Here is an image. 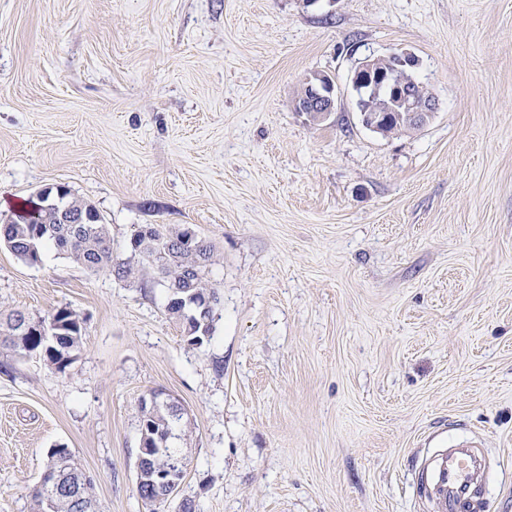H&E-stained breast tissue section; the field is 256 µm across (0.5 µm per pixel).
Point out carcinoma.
<instances>
[{
  "instance_id": "1",
  "label": "carcinoma",
  "mask_w": 512,
  "mask_h": 512,
  "mask_svg": "<svg viewBox=\"0 0 512 512\" xmlns=\"http://www.w3.org/2000/svg\"><path fill=\"white\" fill-rule=\"evenodd\" d=\"M379 66L391 71L390 81L394 86L406 85L417 79L414 68H394L387 59L381 60ZM390 105L385 94L366 95L356 103L357 112L367 116L385 112ZM66 214L81 217L83 223H61L59 216ZM174 236L186 238L188 242L177 245L172 242ZM0 243L29 264L39 263L42 248L51 244L58 252L90 270L108 268L120 279L135 274V269L128 264H112L108 230L96 208L62 188L56 190L54 197L49 190L38 193L30 209L14 213L1 224ZM132 249L140 257L143 269L155 268L165 283L179 287L177 297L207 303L204 322L199 325L190 318L195 312L194 305H166L170 319L181 328L188 344L202 345L211 336L216 308L220 303L218 289L208 278L211 246L190 228L173 233L154 227L149 232L138 231L133 238ZM81 344L82 321L76 312L66 307L37 322L17 312L11 318L7 331H0L1 346L8 347L18 357L38 351L60 372L71 363L73 353L80 349ZM178 411L180 407L177 405L161 407L142 414L140 420V447L148 449L144 456L151 458L157 470L162 472L168 471L178 461V456L167 444L160 454L154 448L160 440L167 441L172 437L179 421ZM31 512H76V508L66 494L55 500L54 507H48L36 487L32 493Z\"/></svg>"
}]
</instances>
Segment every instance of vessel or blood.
Instances as JSON below:
<instances>
[{
  "mask_svg": "<svg viewBox=\"0 0 512 512\" xmlns=\"http://www.w3.org/2000/svg\"><path fill=\"white\" fill-rule=\"evenodd\" d=\"M479 470L472 442L457 441L419 466V492L433 512H484L487 498L478 481Z\"/></svg>",
  "mask_w": 512,
  "mask_h": 512,
  "instance_id": "1",
  "label": "vessel or blood"
}]
</instances>
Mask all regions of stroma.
I'll return each mask as SVG.
<instances>
[{
	"mask_svg": "<svg viewBox=\"0 0 512 512\" xmlns=\"http://www.w3.org/2000/svg\"><path fill=\"white\" fill-rule=\"evenodd\" d=\"M399 49L438 110L385 137L350 77ZM317 72L338 102L315 124ZM58 185L116 264L143 225L193 228L221 302L191 346L152 273L0 246V319L84 320L64 371L0 350V512H30L59 447L98 512H431L419 459L472 436L512 512V0H0V221ZM154 393L186 410V473L151 506ZM312 88V97L309 99L310 103L303 109V112H308L309 117L314 116L317 121H324L336 110V85L331 77L318 73L312 74L306 79L305 84L302 85L297 92L295 99V109L298 107L303 99L308 95V88Z\"/></svg>",
	"mask_w": 512,
	"mask_h": 512,
	"instance_id": "stroma-1",
	"label": "stroma"
}]
</instances>
